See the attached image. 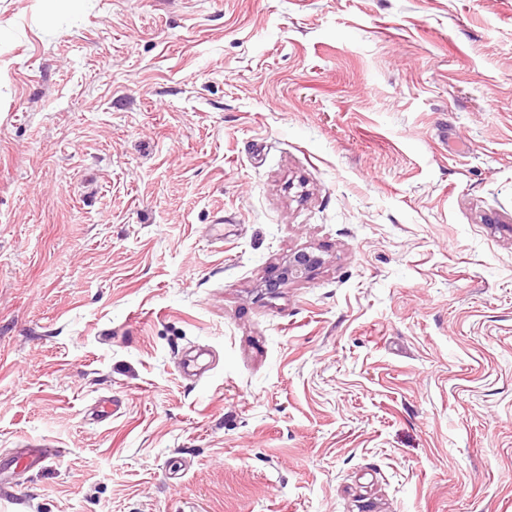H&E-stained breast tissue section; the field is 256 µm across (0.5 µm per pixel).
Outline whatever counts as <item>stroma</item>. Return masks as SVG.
<instances>
[{
	"label": "stroma",
	"instance_id": "35a3bbf8",
	"mask_svg": "<svg viewBox=\"0 0 512 512\" xmlns=\"http://www.w3.org/2000/svg\"><path fill=\"white\" fill-rule=\"evenodd\" d=\"M29 443L0 512H512V0H0ZM320 264L321 258L312 252L300 251L289 256L288 262L277 270L276 275L265 281V294L275 296L287 283L308 278ZM55 454V449L42 445L25 448L14 456L0 454V495H16L22 484L15 480V476L20 471L44 468Z\"/></svg>",
	"mask_w": 512,
	"mask_h": 512
}]
</instances>
